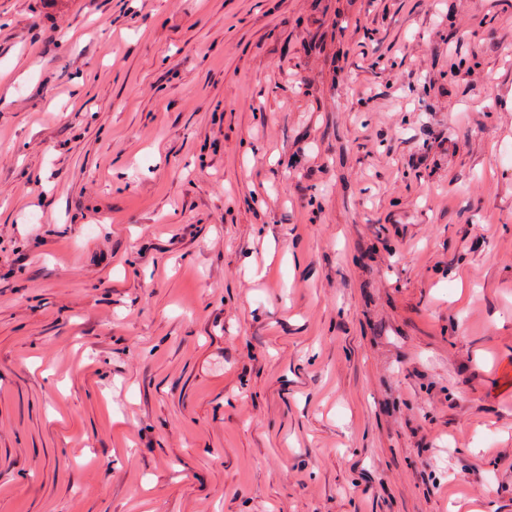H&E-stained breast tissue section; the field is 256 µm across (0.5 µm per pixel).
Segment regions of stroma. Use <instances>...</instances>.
<instances>
[{
    "label": "stroma",
    "mask_w": 512,
    "mask_h": 512,
    "mask_svg": "<svg viewBox=\"0 0 512 512\" xmlns=\"http://www.w3.org/2000/svg\"><path fill=\"white\" fill-rule=\"evenodd\" d=\"M0 512H512V0H0Z\"/></svg>",
    "instance_id": "35a3bbf8"
}]
</instances>
